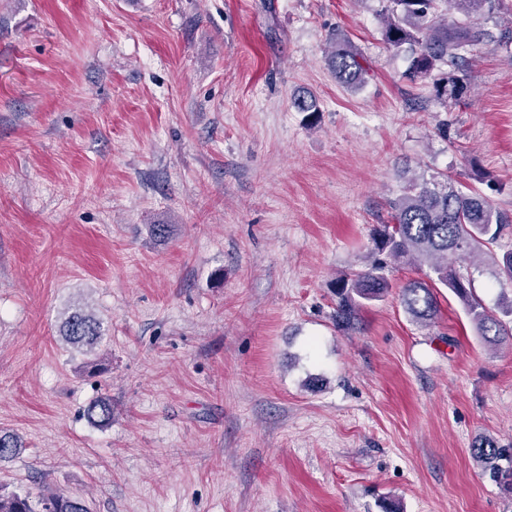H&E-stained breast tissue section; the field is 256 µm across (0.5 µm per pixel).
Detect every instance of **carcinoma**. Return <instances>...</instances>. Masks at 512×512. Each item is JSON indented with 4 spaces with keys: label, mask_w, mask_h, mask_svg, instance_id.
Returning <instances> with one entry per match:
<instances>
[{
    "label": "carcinoma",
    "mask_w": 512,
    "mask_h": 512,
    "mask_svg": "<svg viewBox=\"0 0 512 512\" xmlns=\"http://www.w3.org/2000/svg\"><path fill=\"white\" fill-rule=\"evenodd\" d=\"M385 41L408 53V77L431 80L435 96L457 102L465 93L464 76L456 68L465 52L484 33L470 18L482 7L494 10L503 0H382ZM336 79L360 85L366 70L348 37L337 35L328 56ZM391 224L372 234L369 263L336 281L335 321L340 330L353 328L363 307L384 298L390 288L387 275L395 265L427 267L425 280H412L401 293V304L411 320L428 325L440 311L437 285L452 290L464 305L478 334L489 344L512 338V304L497 316L469 295L470 281L453 262L490 250L512 227V216L493 207L476 191L463 192L451 184L412 183L392 204ZM62 337L89 355L103 339L101 322L91 313L76 310L62 322ZM87 417L104 427L112 423V402L99 398L89 404ZM22 448L19 437L0 431V461L14 457ZM470 454L494 481L512 486V446L504 447L490 436L472 442ZM0 512H90L85 499L59 491L42 490L37 499L20 493L0 492Z\"/></svg>",
    "instance_id": "cac0c4a2"
}]
</instances>
